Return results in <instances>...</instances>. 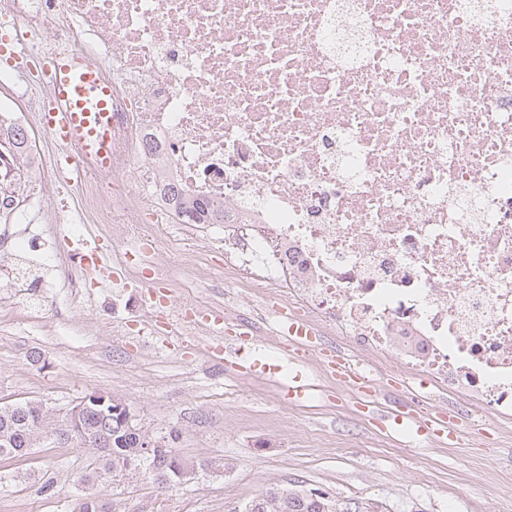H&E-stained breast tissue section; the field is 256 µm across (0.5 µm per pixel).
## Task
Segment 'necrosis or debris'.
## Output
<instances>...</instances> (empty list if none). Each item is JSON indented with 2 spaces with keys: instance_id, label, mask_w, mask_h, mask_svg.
Instances as JSON below:
<instances>
[{
  "instance_id": "obj_1",
  "label": "necrosis or debris",
  "mask_w": 512,
  "mask_h": 512,
  "mask_svg": "<svg viewBox=\"0 0 512 512\" xmlns=\"http://www.w3.org/2000/svg\"><path fill=\"white\" fill-rule=\"evenodd\" d=\"M39 88L88 54L112 163L81 219L167 253L224 248L367 375L512 423V0H0ZM0 158V235L52 186ZM219 224L157 225L188 202Z\"/></svg>"
}]
</instances>
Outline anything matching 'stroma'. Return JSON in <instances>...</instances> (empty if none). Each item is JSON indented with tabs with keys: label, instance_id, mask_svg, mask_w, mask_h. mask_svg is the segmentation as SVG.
<instances>
[{
	"label": "stroma",
	"instance_id": "stroma-1",
	"mask_svg": "<svg viewBox=\"0 0 512 512\" xmlns=\"http://www.w3.org/2000/svg\"><path fill=\"white\" fill-rule=\"evenodd\" d=\"M50 201L26 203L17 241H0V269L13 268L18 244L34 243L32 276L53 279L42 296L0 288V403L35 400L67 410L102 391L126 401L140 422L167 436L183 459L204 470L163 485L143 472L103 484L112 512H244L261 493L294 484L317 488L361 512H501L512 499V428L484 426L448 446L386 435L352 394L323 371L317 355L298 372L310 399L281 401L258 369L201 360L195 344L138 330L150 310L141 282L126 279L128 249L102 224H56ZM96 241L116 276L73 280L57 268L83 240ZM170 306L219 304V281L174 275ZM91 453L40 439L29 455L0 459V512H72Z\"/></svg>",
	"mask_w": 512,
	"mask_h": 512
}]
</instances>
